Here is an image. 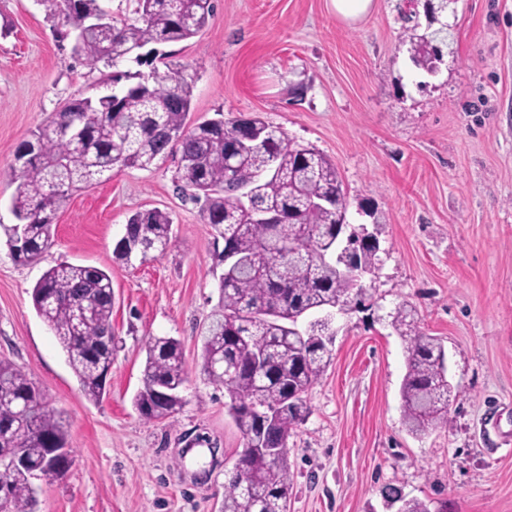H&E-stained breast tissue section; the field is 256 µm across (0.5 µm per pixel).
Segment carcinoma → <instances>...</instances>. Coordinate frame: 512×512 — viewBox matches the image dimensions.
Segmentation results:
<instances>
[{"label": "carcinoma", "instance_id": "cac0c4a2", "mask_svg": "<svg viewBox=\"0 0 512 512\" xmlns=\"http://www.w3.org/2000/svg\"><path fill=\"white\" fill-rule=\"evenodd\" d=\"M51 16H61L80 35L74 53L86 64H116L149 43L186 41L213 16V0H136L131 22L87 27L84 20L103 12L100 0H40ZM413 65L426 72L447 46L444 27L416 22L404 30ZM138 81L94 101L75 98L32 134L38 153L12 167L16 184L12 209L22 224L28 249L15 260L38 262L53 243L56 217L72 191L111 178L114 168L148 170L175 164L174 182L183 196L200 206L205 223L237 258L218 278L219 302L200 330L201 365L208 382L225 388L228 413L242 434L236 462L242 475L224 484V512H280L288 499L291 432L309 409L306 395L329 363L328 329L315 320L307 329L298 319L326 309L360 305L352 281L337 268L336 226L345 223L346 193L336 166L314 148L293 143L259 114L245 119L264 137V146L236 151L242 130L238 119L205 120L189 128L194 76L179 67L152 81ZM69 126L78 135L65 137ZM250 187L256 204L281 210L278 241L294 251L276 263L268 245L267 224L256 223L240 189ZM173 220L157 208L131 215L125 234L140 242V260L163 254L172 239ZM112 276L90 265L60 263L48 269L32 291L37 315L54 332L81 390L97 402L106 393L112 362ZM391 325L405 342L406 373L401 383L403 410L415 435L448 423L457 393L448 383L440 340L422 332L412 307L403 303ZM143 385L134 403L147 420L173 417L182 401L160 403L155 391L176 392L187 382L180 342L151 336L145 344ZM22 449L27 465L8 478L6 512H37L33 480L44 471V450L65 448L63 412L50 405L32 376L0 359V443ZM384 497L402 499L401 512H431L430 503L401 498L387 487Z\"/></svg>", "mask_w": 512, "mask_h": 512}]
</instances>
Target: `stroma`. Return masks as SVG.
<instances>
[{
  "instance_id": "1",
  "label": "stroma",
  "mask_w": 512,
  "mask_h": 512,
  "mask_svg": "<svg viewBox=\"0 0 512 512\" xmlns=\"http://www.w3.org/2000/svg\"><path fill=\"white\" fill-rule=\"evenodd\" d=\"M404 5L374 0L349 26L329 0H215L208 25L160 46L154 64L90 67L39 0H0V224L16 222L10 170L33 131L75 97L110 94L114 74L182 65L195 76L189 124L260 113L335 164L349 223L377 233L372 306L336 314L331 360L288 440V512H397L388 485L431 512H512V0H449L434 75L409 58ZM151 208L173 219L167 252L115 261L129 216ZM56 224L30 265L0 233V358L63 411L77 455L64 478L38 482V512H224L242 437L200 366L219 298L211 225L165 167L114 171L74 192ZM62 262L112 274L114 351L98 403L33 307L36 282ZM402 303L441 339L458 393L447 425L418 436L391 325ZM152 336L180 341L188 377L182 410L160 422L133 405Z\"/></svg>"
}]
</instances>
